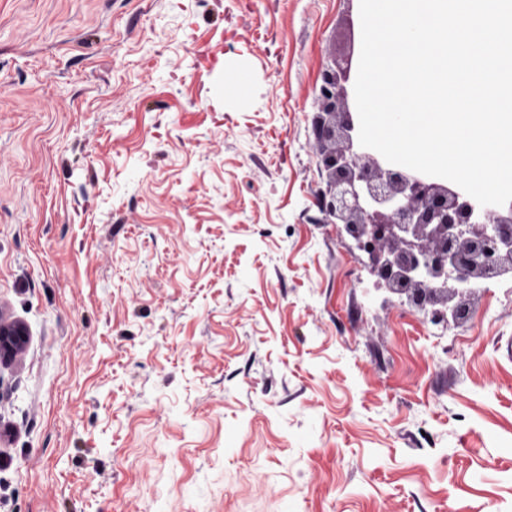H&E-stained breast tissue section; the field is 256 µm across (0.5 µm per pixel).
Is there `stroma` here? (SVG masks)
<instances>
[{
	"label": "stroma",
	"instance_id": "stroma-1",
	"mask_svg": "<svg viewBox=\"0 0 512 512\" xmlns=\"http://www.w3.org/2000/svg\"><path fill=\"white\" fill-rule=\"evenodd\" d=\"M359 0H0V512H512V281L432 326L321 209ZM27 341L25 328L15 322L0 321V362H10Z\"/></svg>",
	"mask_w": 512,
	"mask_h": 512
}]
</instances>
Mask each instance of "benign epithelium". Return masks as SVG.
<instances>
[{
	"label": "benign epithelium",
	"instance_id": "benign-epithelium-1",
	"mask_svg": "<svg viewBox=\"0 0 512 512\" xmlns=\"http://www.w3.org/2000/svg\"><path fill=\"white\" fill-rule=\"evenodd\" d=\"M344 82L338 71L323 70L314 119L330 223L366 243L370 273L431 324L466 321L471 292L461 285L512 277V202L481 206L427 175L381 163L359 143ZM26 341L21 324L0 321V362L13 360Z\"/></svg>",
	"mask_w": 512,
	"mask_h": 512
}]
</instances>
